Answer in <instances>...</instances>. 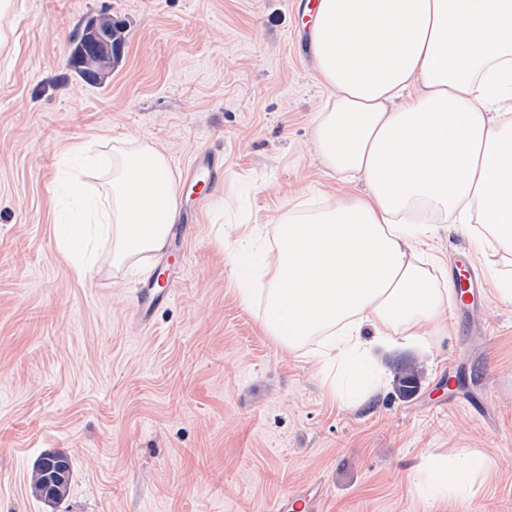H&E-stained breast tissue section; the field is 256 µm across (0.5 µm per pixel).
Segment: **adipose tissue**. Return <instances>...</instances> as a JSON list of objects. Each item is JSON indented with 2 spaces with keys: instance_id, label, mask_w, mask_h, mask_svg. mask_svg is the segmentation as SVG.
Wrapping results in <instances>:
<instances>
[{
  "instance_id": "ef3b65f1",
  "label": "adipose tissue",
  "mask_w": 512,
  "mask_h": 512,
  "mask_svg": "<svg viewBox=\"0 0 512 512\" xmlns=\"http://www.w3.org/2000/svg\"><path fill=\"white\" fill-rule=\"evenodd\" d=\"M311 45L330 91L316 149L365 191L289 203L271 247L227 259L280 344L322 337L312 357L343 369L332 392L351 404L375 343L448 327L427 241L473 225L512 255V0H320ZM479 467L434 461L425 479L460 497Z\"/></svg>"
}]
</instances>
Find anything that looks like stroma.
<instances>
[{"label":"stroma","instance_id":"35a3bbf8","mask_svg":"<svg viewBox=\"0 0 512 512\" xmlns=\"http://www.w3.org/2000/svg\"><path fill=\"white\" fill-rule=\"evenodd\" d=\"M306 0H23L0 53V512H274L321 481L324 512H512V301L469 234L430 242L450 277L471 255L486 296L417 345L376 348L361 403L334 398L309 350L279 345L245 305L229 251L291 201L360 194L313 140L329 92L301 37ZM127 24L104 85L68 65L84 19ZM133 140L174 173L224 149V184L185 231L170 300L141 322L136 290L157 254L114 266L104 236L78 276L59 187L76 145ZM415 362L402 397L395 371ZM49 451L73 461L68 497L36 499ZM481 459L466 503L430 493L434 458Z\"/></svg>","mask_w":512,"mask_h":512}]
</instances>
